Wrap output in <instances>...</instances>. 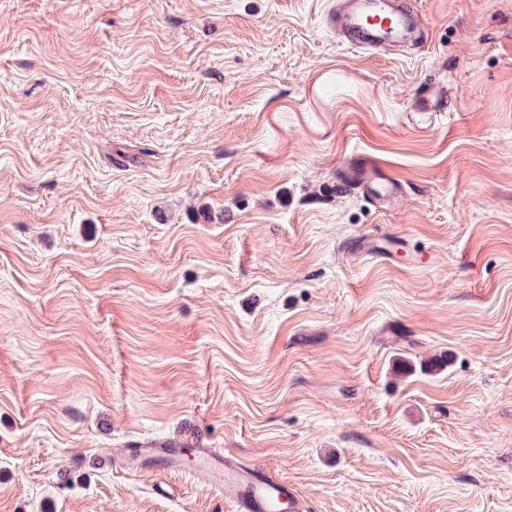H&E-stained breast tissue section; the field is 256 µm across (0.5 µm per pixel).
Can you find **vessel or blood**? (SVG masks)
Here are the masks:
<instances>
[{"label": "vessel or blood", "mask_w": 512, "mask_h": 512, "mask_svg": "<svg viewBox=\"0 0 512 512\" xmlns=\"http://www.w3.org/2000/svg\"><path fill=\"white\" fill-rule=\"evenodd\" d=\"M331 21L347 44L370 50L414 31L420 24L417 14L400 8L395 0H338ZM353 177L375 203H382L392 190L391 185L377 183L370 167L354 170ZM214 469L224 483L225 497L237 505L238 512H273L275 504L284 501L295 512H304L294 488L272 479L260 467L241 466L218 456Z\"/></svg>", "instance_id": "b4317fda"}]
</instances>
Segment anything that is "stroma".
I'll list each match as a JSON object with an SVG mask.
<instances>
[{"label": "stroma", "mask_w": 512, "mask_h": 512, "mask_svg": "<svg viewBox=\"0 0 512 512\" xmlns=\"http://www.w3.org/2000/svg\"><path fill=\"white\" fill-rule=\"evenodd\" d=\"M401 2L361 51L336 0H0V512H236L127 464L186 440L306 512H512V0ZM353 178L358 187L362 188L367 195H369L376 204H381L385 196L394 189L393 182L387 185H379L376 183V175L374 170L368 166H362L359 169H353Z\"/></svg>", "instance_id": "1"}]
</instances>
